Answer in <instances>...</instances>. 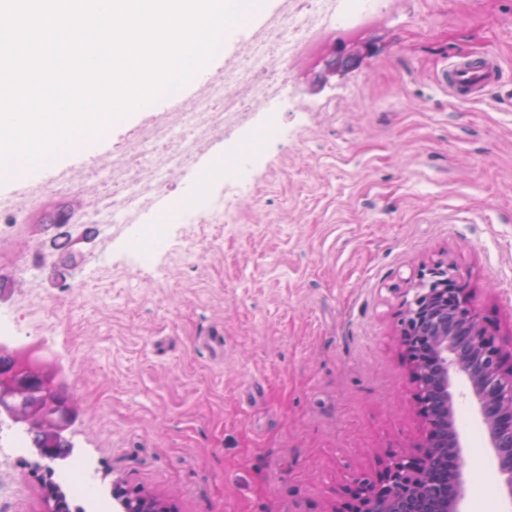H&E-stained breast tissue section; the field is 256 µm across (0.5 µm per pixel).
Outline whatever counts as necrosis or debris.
<instances>
[{
    "label": "necrosis or debris",
    "instance_id": "obj_1",
    "mask_svg": "<svg viewBox=\"0 0 512 512\" xmlns=\"http://www.w3.org/2000/svg\"><path fill=\"white\" fill-rule=\"evenodd\" d=\"M404 0H369L362 9L341 8L338 0H308L309 9L273 20L238 59L230 76L201 100L173 113L164 123L145 131L131 152L113 159L98 174L104 194L92 201L85 221L102 236L121 223L129 204L147 205L165 187L169 176L193 163L210 139L244 116L252 101L278 97L290 79L309 67L333 36L348 39L399 14ZM29 205L0 217V261L29 271L18 244L25 236Z\"/></svg>",
    "mask_w": 512,
    "mask_h": 512
}]
</instances>
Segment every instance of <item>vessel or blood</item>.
Instances as JSON below:
<instances>
[{
    "label": "vessel or blood",
    "instance_id": "1",
    "mask_svg": "<svg viewBox=\"0 0 512 512\" xmlns=\"http://www.w3.org/2000/svg\"><path fill=\"white\" fill-rule=\"evenodd\" d=\"M444 84L454 99L467 102L484 98L491 90H499L502 100L512 103V83L503 79L502 68L496 56L455 55L449 58L448 67L442 73ZM75 174L74 167L59 165L37 180L14 179L8 184V191L0 198V205L7 201L25 202L68 182Z\"/></svg>",
    "mask_w": 512,
    "mask_h": 512
}]
</instances>
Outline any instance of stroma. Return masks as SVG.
<instances>
[{
    "label": "stroma",
    "mask_w": 512,
    "mask_h": 512,
    "mask_svg": "<svg viewBox=\"0 0 512 512\" xmlns=\"http://www.w3.org/2000/svg\"><path fill=\"white\" fill-rule=\"evenodd\" d=\"M351 56L337 42L298 78V101L253 103L246 123L214 137L155 210L111 241L48 256L29 276L0 265V309L38 331L67 375L77 416L67 435L113 512L112 483L170 512H346L352 479L422 435L401 341L405 302L433 264L454 267L512 366V108L459 102L439 77L456 54L491 52L512 80V0H406ZM189 82L94 140L72 190L30 214L41 251L52 217L92 200L100 155L127 154L140 133L188 103ZM277 126L253 167L241 145ZM223 156L208 182L199 169ZM221 199L229 222L196 227L183 257L178 217ZM169 241L137 261L148 229ZM224 336V358L198 342ZM468 512H512L466 383L451 379ZM32 452L0 465L6 512H41L46 480Z\"/></svg>",
    "instance_id": "35a3bbf8"
}]
</instances>
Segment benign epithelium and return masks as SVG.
<instances>
[{"mask_svg":"<svg viewBox=\"0 0 512 512\" xmlns=\"http://www.w3.org/2000/svg\"><path fill=\"white\" fill-rule=\"evenodd\" d=\"M448 287L418 291L401 321V338L416 389L421 441L410 451L388 455L379 478L353 480L352 512H462L466 462L454 423L451 375L463 376L477 406L492 450L493 466L512 500V367H504L502 349L485 325L471 296L454 287L457 275L447 268ZM11 366L0 374L6 401L0 411L17 414L28 387L36 383L47 396L70 389L57 366H48L35 349H17ZM448 462L451 493L432 488L429 473L439 454ZM119 512H170L159 499L131 494L112 484Z\"/></svg>","mask_w":512,"mask_h":512,"instance_id":"benign-epithelium-1","label":"benign epithelium"}]
</instances>
